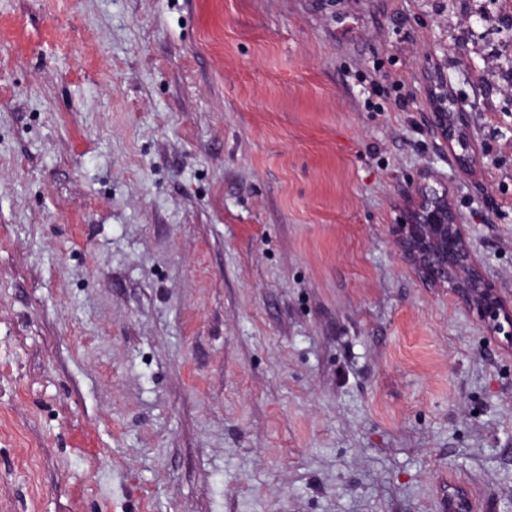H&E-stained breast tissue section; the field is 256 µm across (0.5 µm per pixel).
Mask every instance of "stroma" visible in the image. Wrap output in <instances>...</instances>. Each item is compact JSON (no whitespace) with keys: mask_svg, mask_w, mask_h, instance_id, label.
<instances>
[{"mask_svg":"<svg viewBox=\"0 0 512 512\" xmlns=\"http://www.w3.org/2000/svg\"><path fill=\"white\" fill-rule=\"evenodd\" d=\"M427 185L512 306L507 0H0V512H512ZM431 127L434 133L446 143L448 139L457 141L465 154L459 155L462 165L466 166L471 157L469 150L473 151L475 145L471 143L465 131L464 117L459 112H432Z\"/></svg>","mask_w":512,"mask_h":512,"instance_id":"obj_1","label":"stroma"}]
</instances>
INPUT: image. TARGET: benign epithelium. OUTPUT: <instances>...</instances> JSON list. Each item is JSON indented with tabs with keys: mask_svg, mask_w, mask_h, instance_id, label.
I'll return each mask as SVG.
<instances>
[{
	"mask_svg": "<svg viewBox=\"0 0 512 512\" xmlns=\"http://www.w3.org/2000/svg\"><path fill=\"white\" fill-rule=\"evenodd\" d=\"M431 127L443 140L457 141L465 151L459 160L467 165L468 151L475 145L465 131L464 117L457 112H434ZM397 247L424 284L448 289L490 333L512 342V311L505 309L484 277L469 234L448 199L423 194L419 208L399 225Z\"/></svg>",
	"mask_w": 512,
	"mask_h": 512,
	"instance_id": "benign-epithelium-1",
	"label": "benign epithelium"
}]
</instances>
